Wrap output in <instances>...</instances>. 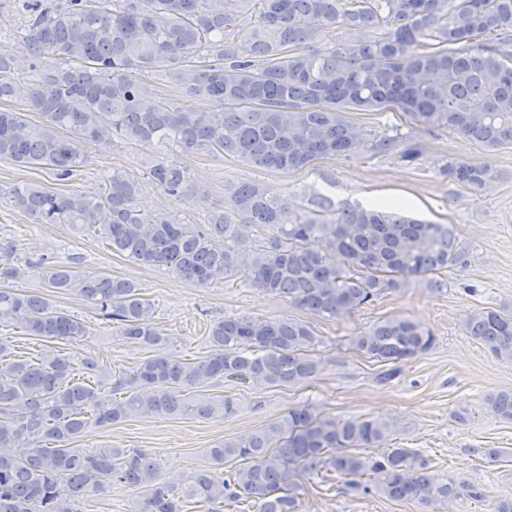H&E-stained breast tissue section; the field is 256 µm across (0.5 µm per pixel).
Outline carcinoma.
Listing matches in <instances>:
<instances>
[{
    "instance_id": "cac0c4a2",
    "label": "carcinoma",
    "mask_w": 512,
    "mask_h": 512,
    "mask_svg": "<svg viewBox=\"0 0 512 512\" xmlns=\"http://www.w3.org/2000/svg\"><path fill=\"white\" fill-rule=\"evenodd\" d=\"M26 15L29 78L0 46V161L41 167L59 181L77 175L83 145L118 138L153 154L146 175L114 167L88 192L64 194L26 183L12 206L36 224L89 231L137 265L164 267L200 287L242 279L321 317L373 304L387 293L435 278L466 253L453 224L324 198L304 209L263 182L224 186V203L194 196L180 156L205 152L288 173L318 160L349 161L397 150L386 134L359 133L349 112L395 111L410 124L457 134L487 148L512 145V0H15ZM251 26L244 50L237 31ZM164 72L181 93L209 103L178 107L147 93L143 79ZM446 174L476 193L503 174L450 160ZM151 185L168 201L206 206L195 224L162 206L137 207ZM262 231L251 238L246 229ZM0 242V283L37 274L42 287L75 292L112 323L115 335L150 352L101 384L74 382L73 362L52 342H75L89 326L39 294L0 288V324L46 342L35 361L16 360L0 342V512H78L75 503L104 484L141 493L139 512H298L300 480L335 474L353 491L432 508L450 497L483 502L485 486L433 472L412 448H377L393 432L384 418L288 411L263 428L206 450L187 479L160 475L138 448H72L94 428L141 415L220 420L236 415L231 396L191 394L223 379L252 388L286 387L316 376L314 330L294 318L227 315L209 328V352L174 363L152 304L132 280L77 271L78 256L20 264ZM465 330L495 355L512 358V306L476 309ZM435 341L426 326L391 316L350 338L379 362L398 363ZM490 412L512 421V389L488 394ZM29 448L25 456L14 449Z\"/></svg>"
}]
</instances>
